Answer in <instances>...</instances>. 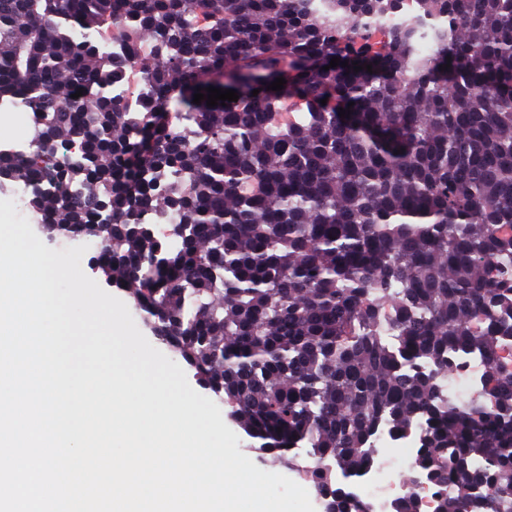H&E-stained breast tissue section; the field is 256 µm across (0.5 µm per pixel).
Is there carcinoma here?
Listing matches in <instances>:
<instances>
[{"label": "carcinoma", "instance_id": "cac0c4a2", "mask_svg": "<svg viewBox=\"0 0 512 512\" xmlns=\"http://www.w3.org/2000/svg\"><path fill=\"white\" fill-rule=\"evenodd\" d=\"M401 2L0 0V102L35 145L0 173L49 233L101 244L95 271L260 450L311 448L329 512L368 508L333 468L363 476L415 426V468L452 485L437 512H512V0ZM106 23L154 47L135 110ZM226 71L243 97L168 120ZM466 352L489 369L458 404L441 385ZM135 74H136V81H137V91L136 93H131L127 80L123 81L122 83L113 86L112 88V94L116 97H120L125 102H127L131 107H136L140 103V101L145 96L147 90H148V83L143 79L142 71L138 68H135Z\"/></svg>", "mask_w": 512, "mask_h": 512}]
</instances>
